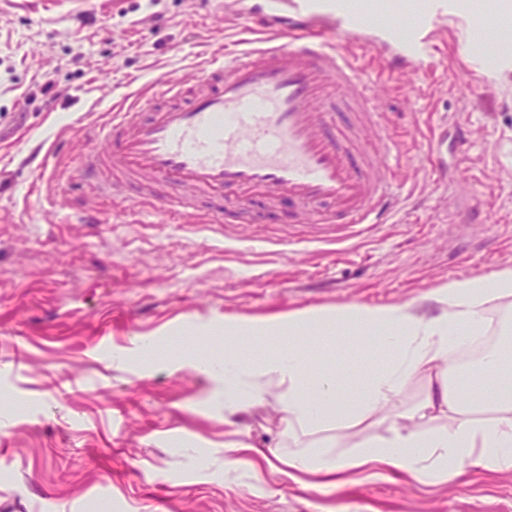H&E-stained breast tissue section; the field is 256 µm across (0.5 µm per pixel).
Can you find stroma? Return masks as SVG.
I'll use <instances>...</instances> for the list:
<instances>
[{
    "label": "stroma",
    "mask_w": 512,
    "mask_h": 512,
    "mask_svg": "<svg viewBox=\"0 0 512 512\" xmlns=\"http://www.w3.org/2000/svg\"><path fill=\"white\" fill-rule=\"evenodd\" d=\"M205 0H0V512H512V472L467 483L351 475L324 492L225 442L284 448L280 398L225 419L215 380L177 354L224 352L225 319L415 303L448 279L512 266V71L481 72V27L442 24L427 66L389 72L386 123L411 195L396 222L336 241L300 206L257 197L259 223L190 224L84 191L85 128L148 78L231 48ZM461 151L426 156L439 124ZM64 132L57 181L20 154ZM156 346L116 361L132 337Z\"/></svg>",
    "instance_id": "35a3bbf8"
}]
</instances>
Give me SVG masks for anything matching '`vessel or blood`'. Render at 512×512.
I'll return each instance as SVG.
<instances>
[{"instance_id": "obj_1", "label": "vessel or blood", "mask_w": 512, "mask_h": 512, "mask_svg": "<svg viewBox=\"0 0 512 512\" xmlns=\"http://www.w3.org/2000/svg\"><path fill=\"white\" fill-rule=\"evenodd\" d=\"M447 14V0H423L410 23L381 19L375 0H264L258 14L242 0L237 48L196 62L190 77L157 76L103 114L86 130L80 171L93 192L133 186L138 203L173 214L198 211L204 192L223 199L208 224L239 223L259 193L301 204L304 224L388 223L404 201L396 139L378 121L377 83L347 47L375 44L382 64L393 44L419 67ZM343 102L357 114L339 131L327 116ZM368 131L383 141L374 155L360 145Z\"/></svg>"}]
</instances>
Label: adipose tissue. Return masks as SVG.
I'll use <instances>...</instances> for the list:
<instances>
[{
	"label": "adipose tissue",
	"instance_id": "obj_1",
	"mask_svg": "<svg viewBox=\"0 0 512 512\" xmlns=\"http://www.w3.org/2000/svg\"><path fill=\"white\" fill-rule=\"evenodd\" d=\"M439 311L420 314L413 304H349L333 309H304L247 325L228 322L224 335L245 337L264 346L262 356L225 352L190 358L192 367L224 380V413L233 415L262 395L267 383L285 385L280 410L284 435L295 450L279 460L301 474L331 478L369 469L421 483L458 479L470 466L512 470V341L482 358L472 373H456L454 383L440 381L421 403L407 411L394 400L413 375L446 362L487 326L491 309L512 299V266L484 275L448 280L430 293ZM356 335L373 343L374 353L360 366L366 382L345 406H337L341 377L335 364L318 358L323 341ZM491 383L484 391L487 409L470 402L477 379ZM388 409L386 435L356 443L353 452L333 455L331 429H347ZM445 415L435 425L436 414ZM313 442L301 446L300 441Z\"/></svg>",
	"mask_w": 512,
	"mask_h": 512
}]
</instances>
